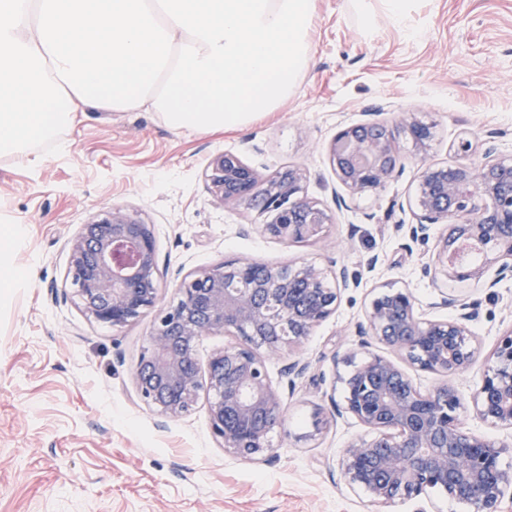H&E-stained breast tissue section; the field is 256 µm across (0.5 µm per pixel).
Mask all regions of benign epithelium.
Wrapping results in <instances>:
<instances>
[{"instance_id": "benign-epithelium-1", "label": "benign epithelium", "mask_w": 512, "mask_h": 512, "mask_svg": "<svg viewBox=\"0 0 512 512\" xmlns=\"http://www.w3.org/2000/svg\"><path fill=\"white\" fill-rule=\"evenodd\" d=\"M435 126L408 114L393 124L368 122L336 134L330 161L339 182L354 196L378 191L400 169L401 142L425 152ZM472 141L456 145L462 162L417 170V195L409 237L427 242L434 227V273L446 284L472 282L497 288L512 275V154L488 148L472 157ZM207 189L218 206L237 204L268 217L261 235L283 243L321 239L332 223L320 203L301 195L304 172L286 167L262 177L241 157L221 152L206 165ZM482 244L481 261L458 266L448 252L465 240ZM158 263L152 225L114 207L81 225L70 240L66 282L92 320L123 328L157 309ZM347 268L302 262L274 266L252 260L218 264L183 278L176 297L157 318L133 370L139 398L157 416L176 419L207 398L212 433L224 452L253 462L272 452L270 434L284 425L280 396L266 356L291 349L332 315ZM435 308L446 319H426L406 288H388L371 300L358 326L355 353L333 355L345 395L329 397L333 415L344 414L368 429L369 437L342 449L341 471L351 488L366 491L381 506L420 501L439 489L470 512H503L512 499V472L501 456L512 447L476 435L460 422L462 402L451 384L479 357L470 324L475 303L440 291ZM231 332L238 341L215 352L201 371L197 347L205 336ZM386 350L381 354L372 347ZM442 377L421 392L403 364ZM474 414L495 428L512 429V329L500 336L472 393Z\"/></svg>"}]
</instances>
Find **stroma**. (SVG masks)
<instances>
[{"label": "stroma", "instance_id": "stroma-1", "mask_svg": "<svg viewBox=\"0 0 512 512\" xmlns=\"http://www.w3.org/2000/svg\"><path fill=\"white\" fill-rule=\"evenodd\" d=\"M371 36L349 0H317L313 51L299 90L279 111L244 130L210 136L171 128L147 108L87 112L65 135L61 154L33 168L0 158V228L18 225L24 245L11 259L13 283H0V512H382L339 470L342 448L367 437L351 418L313 426L327 407L331 356L355 347L373 294L407 288L424 317L439 290L421 268L432 247L405 249L395 227L410 222L421 162H457L466 133L476 148L512 152V0H410L403 21L371 0ZM408 112L435 124L427 153L402 145L400 174L382 190L348 197L329 149L337 132ZM231 151L260 175L305 170V196L331 209L323 240L286 244L252 232L256 213L211 201L205 167ZM345 197L337 206L336 197ZM139 214L154 229L159 304L167 306L186 275L250 259L284 266L344 263L357 287L343 291L332 316L292 353L266 367L286 414L270 440L273 463L225 453L210 429L207 404L166 425L136 394L132 372L154 323L115 328L89 320L66 283L69 240L113 207ZM459 296L481 302L471 326L483 357L512 328V288L496 293L462 284ZM308 361L288 387L292 358ZM484 365L454 380L466 429L503 442L467 404Z\"/></svg>", "mask_w": 512, "mask_h": 512}]
</instances>
